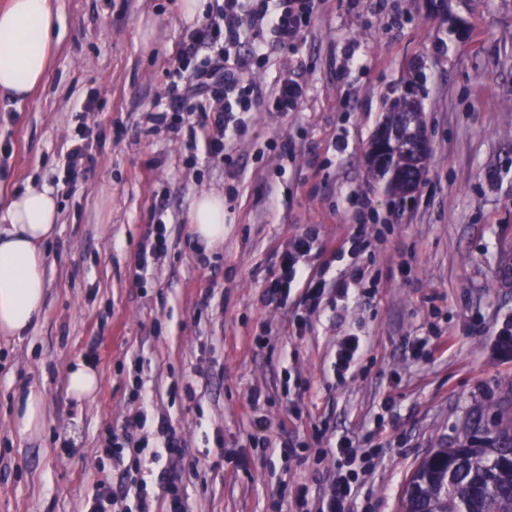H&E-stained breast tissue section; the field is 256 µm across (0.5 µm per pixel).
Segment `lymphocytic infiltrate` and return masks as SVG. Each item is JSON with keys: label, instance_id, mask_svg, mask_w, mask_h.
Masks as SVG:
<instances>
[{"label": "lymphocytic infiltrate", "instance_id": "f902f5d3", "mask_svg": "<svg viewBox=\"0 0 512 512\" xmlns=\"http://www.w3.org/2000/svg\"><path fill=\"white\" fill-rule=\"evenodd\" d=\"M314 0H224L216 14L208 16L196 36L182 45L179 54L197 59L190 77H177L169 87L166 109L152 112L155 126L179 129L198 119L207 130L204 149L208 156H222L226 145L245 126L251 102L263 95L260 86L244 83L241 61L235 52L245 26L268 31L282 47L294 45L310 23ZM313 231L296 236L280 255L279 271L268 287L269 302L287 297L290 288L304 285L306 298L315 302L324 292V282L305 280L301 257L311 252ZM338 456L347 469L338 471L327 495V512H346L354 493V466L357 461L376 456L373 448L360 449L350 438L336 442Z\"/></svg>", "mask_w": 512, "mask_h": 512}]
</instances>
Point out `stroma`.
Returning <instances> with one entry per match:
<instances>
[{
    "mask_svg": "<svg viewBox=\"0 0 512 512\" xmlns=\"http://www.w3.org/2000/svg\"><path fill=\"white\" fill-rule=\"evenodd\" d=\"M179 2L53 0L44 82L25 102L0 99V216L45 184L59 216L42 245L43 312L22 337H0V512H90L104 480L118 512L143 497L166 512L161 466L143 465L136 482L97 452L136 410L138 381L154 421L182 441L188 512H300V486L315 510L345 435L382 448L350 512H399L420 461L453 444L469 414L512 397V343L500 338L512 325V0H447L437 16L424 0H316L295 46L242 70L268 91L301 84L296 109L253 105L226 160L146 119L204 23ZM409 87L431 156L399 197L364 151ZM88 100L94 112H82ZM86 125L98 165L68 185L63 157ZM204 191L224 196V242L207 252L188 224ZM158 201L168 250L138 280ZM311 225L319 238L301 266L326 283L319 307L300 286L267 304L281 251ZM344 336L365 347L340 378ZM79 361L100 381L84 402L66 381ZM33 383L46 423L23 438L13 394Z\"/></svg>",
    "mask_w": 512,
    "mask_h": 512,
    "instance_id": "obj_1",
    "label": "stroma"
}]
</instances>
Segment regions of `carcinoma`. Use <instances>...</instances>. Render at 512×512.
<instances>
[{
    "label": "carcinoma",
    "instance_id": "cac0c4a2",
    "mask_svg": "<svg viewBox=\"0 0 512 512\" xmlns=\"http://www.w3.org/2000/svg\"><path fill=\"white\" fill-rule=\"evenodd\" d=\"M468 418L455 445L436 448L412 474L401 512H512V408L500 405L496 430L476 443Z\"/></svg>",
    "mask_w": 512,
    "mask_h": 512
}]
</instances>
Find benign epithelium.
Instances as JSON below:
<instances>
[{
	"mask_svg": "<svg viewBox=\"0 0 512 512\" xmlns=\"http://www.w3.org/2000/svg\"><path fill=\"white\" fill-rule=\"evenodd\" d=\"M429 153L422 114L405 101L397 106L393 121L376 130L366 148L367 162L375 169L392 160L399 164L390 172V178L393 190L400 194L415 192Z\"/></svg>",
	"mask_w": 512,
	"mask_h": 512,
	"instance_id": "benign-epithelium-1",
	"label": "benign epithelium"
}]
</instances>
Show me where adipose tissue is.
I'll return each instance as SVG.
<instances>
[{
	"mask_svg": "<svg viewBox=\"0 0 512 512\" xmlns=\"http://www.w3.org/2000/svg\"><path fill=\"white\" fill-rule=\"evenodd\" d=\"M58 19L51 0H7L0 7V95L23 101L39 87L55 48ZM58 221L49 186L30 187L11 198L0 218V335L20 337L43 311L47 255L42 244ZM192 232L206 248L224 240V199L198 195L191 207ZM14 425L20 435L40 431L43 397L36 386L16 392Z\"/></svg>",
	"mask_w": 512,
	"mask_h": 512,
	"instance_id": "1",
	"label": "adipose tissue"
}]
</instances>
